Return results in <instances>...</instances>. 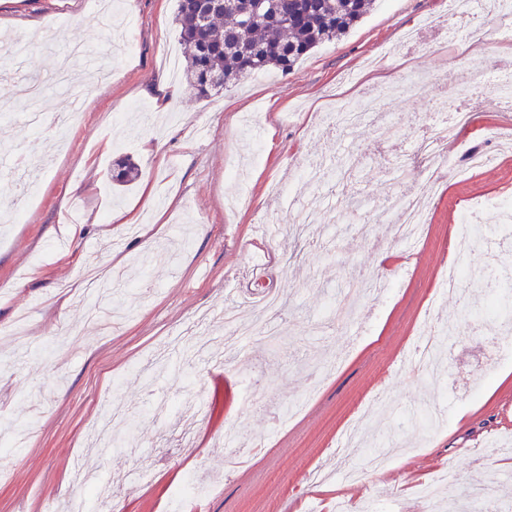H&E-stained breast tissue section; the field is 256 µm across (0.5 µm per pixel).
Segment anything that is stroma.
Returning <instances> with one entry per match:
<instances>
[{
	"instance_id": "obj_1",
	"label": "stroma",
	"mask_w": 512,
	"mask_h": 512,
	"mask_svg": "<svg viewBox=\"0 0 512 512\" xmlns=\"http://www.w3.org/2000/svg\"><path fill=\"white\" fill-rule=\"evenodd\" d=\"M133 32L103 25L88 0H0V46L36 33L23 55L0 64V427L29 430L0 446V512H66L80 489L71 473L81 460L90 477L113 484L116 504L87 500L88 512H191L183 493L190 476L205 480V512H333L337 499L370 497L375 512L397 503L422 512L417 484L445 467L456 472L448 505L467 499L477 477L512 497V321L480 279L487 261L512 269V236L495 258L471 238L453 249L459 218L472 203L512 196V150L497 134L512 124L496 91L453 97L460 75L474 77L493 61L512 63V41L500 39L488 15L476 44L446 43L435 26L449 0H377L348 34L303 57L287 72L248 75L207 98L169 73L179 56L176 0H125ZM89 52L74 66L72 95L84 121L61 150L49 128L26 120L20 85L28 69L51 77L71 42ZM411 72L420 92L384 100L404 117L398 134L380 125L312 134L317 112L336 95L358 98ZM72 95L48 91V115L70 109ZM464 108L469 127L449 139L450 155L492 150L495 163L465 177L446 173L429 197L427 227L415 242H396L390 225L358 212L335 241L317 225L298 231L287 197L336 203L399 192L386 156L423 181L425 161L413 149L422 126ZM256 116L261 159L249 162L243 127ZM130 157L137 179L112 181V166ZM331 164L328 180L306 184L299 165ZM242 164L235 183L227 170ZM33 166L34 199L17 198L21 170ZM124 212L129 223L114 225ZM282 233L259 250L257 229ZM456 257L461 296H439ZM128 267L135 290L115 292L117 324L102 331L83 300L89 270ZM269 273L286 298L279 343L255 337L250 358L224 362L226 305L255 271ZM378 274L390 281L382 298L357 301L351 321L323 318L343 277ZM463 323L443 369L413 374L406 359L427 324ZM386 412L363 432L367 447L393 446L383 469L358 486L335 473L326 487L305 474L332 463L331 453L377 392ZM298 412L287 413L288 404ZM439 406L443 421L423 417ZM254 438L230 468L224 436Z\"/></svg>"
}]
</instances>
